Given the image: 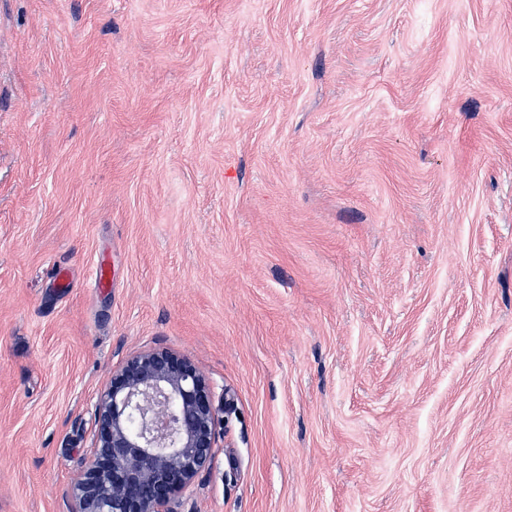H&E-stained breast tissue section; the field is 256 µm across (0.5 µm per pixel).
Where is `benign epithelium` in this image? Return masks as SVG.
<instances>
[{"label": "benign epithelium", "instance_id": "7a95c632", "mask_svg": "<svg viewBox=\"0 0 512 512\" xmlns=\"http://www.w3.org/2000/svg\"><path fill=\"white\" fill-rule=\"evenodd\" d=\"M214 393L185 356L149 348L128 357L100 394L94 445L70 493L75 512H176L217 448Z\"/></svg>", "mask_w": 512, "mask_h": 512}]
</instances>
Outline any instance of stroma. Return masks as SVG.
<instances>
[{
  "label": "stroma",
  "instance_id": "stroma-1",
  "mask_svg": "<svg viewBox=\"0 0 512 512\" xmlns=\"http://www.w3.org/2000/svg\"><path fill=\"white\" fill-rule=\"evenodd\" d=\"M156 346L177 512H512V0H0V512Z\"/></svg>",
  "mask_w": 512,
  "mask_h": 512
}]
</instances>
